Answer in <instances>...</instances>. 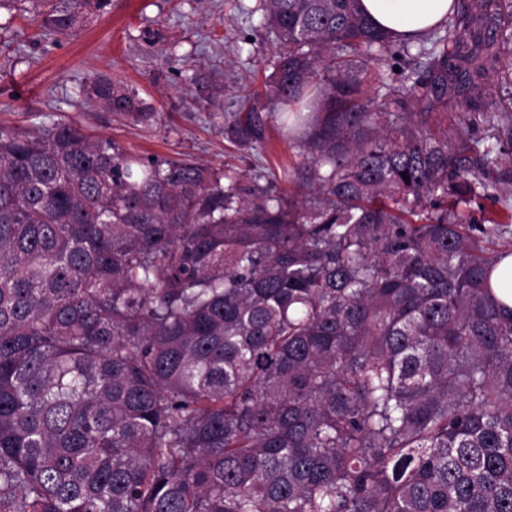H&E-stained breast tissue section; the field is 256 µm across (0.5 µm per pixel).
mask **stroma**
I'll return each mask as SVG.
<instances>
[{
	"mask_svg": "<svg viewBox=\"0 0 512 512\" xmlns=\"http://www.w3.org/2000/svg\"><path fill=\"white\" fill-rule=\"evenodd\" d=\"M259 0H111L106 12L65 34L41 35L31 13L0 8V125L48 126L60 121L119 140L160 158L192 157L215 168L280 171L299 163L297 150L268 126L269 145L247 151L230 143L218 112L240 107L237 87H261L270 36L247 11ZM104 75L135 89L154 116L133 123L89 105L83 85ZM502 160L493 178L498 198L469 210L512 202V124L500 125Z\"/></svg>",
	"mask_w": 512,
	"mask_h": 512,
	"instance_id": "1",
	"label": "stroma"
}]
</instances>
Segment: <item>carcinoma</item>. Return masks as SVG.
Wrapping results in <instances>:
<instances>
[{
    "mask_svg": "<svg viewBox=\"0 0 512 512\" xmlns=\"http://www.w3.org/2000/svg\"><path fill=\"white\" fill-rule=\"evenodd\" d=\"M32 2L49 34L111 0ZM257 11L272 72L220 118L278 121L279 178L0 127V512H512V205L472 222L501 150L447 126L509 121L512 0L404 42L361 0ZM494 284L497 297L512 307V256L506 258L495 272Z\"/></svg>",
    "mask_w": 512,
    "mask_h": 512,
    "instance_id": "cac0c4a2",
    "label": "carcinoma"
}]
</instances>
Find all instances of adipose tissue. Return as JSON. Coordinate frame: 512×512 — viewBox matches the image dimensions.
Returning a JSON list of instances; mask_svg holds the SVG:
<instances>
[{
	"mask_svg": "<svg viewBox=\"0 0 512 512\" xmlns=\"http://www.w3.org/2000/svg\"><path fill=\"white\" fill-rule=\"evenodd\" d=\"M375 23L399 35L425 33L447 16L453 0H362Z\"/></svg>",
	"mask_w": 512,
	"mask_h": 512,
	"instance_id": "1",
	"label": "adipose tissue"
}]
</instances>
